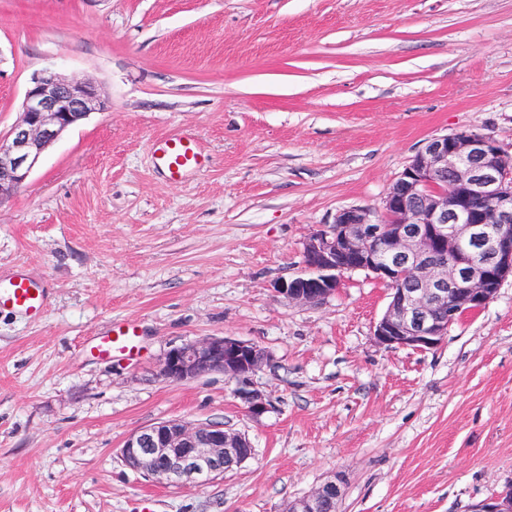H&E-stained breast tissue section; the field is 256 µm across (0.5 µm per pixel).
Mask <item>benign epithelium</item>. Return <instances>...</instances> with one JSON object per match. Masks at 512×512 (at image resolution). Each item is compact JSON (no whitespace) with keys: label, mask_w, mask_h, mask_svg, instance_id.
I'll return each mask as SVG.
<instances>
[{"label":"benign epithelium","mask_w":512,"mask_h":512,"mask_svg":"<svg viewBox=\"0 0 512 512\" xmlns=\"http://www.w3.org/2000/svg\"><path fill=\"white\" fill-rule=\"evenodd\" d=\"M106 102L90 81L52 70L34 75L19 120L0 136V198L18 190L46 148ZM366 271L390 286L376 341L391 348L432 349L463 315L481 309L512 277V157L489 135L460 132L426 142L389 187L379 217L339 210L303 246V270L275 291L291 303L321 305L345 272ZM267 361L259 345L209 336L170 349L163 377L191 381L222 372L235 381L247 413L268 409L252 377ZM254 456L249 437L216 423L169 420L130 435L125 464L145 477L180 486L214 479ZM343 481L333 476L289 503L287 512H336ZM470 512H512V490Z\"/></svg>","instance_id":"benign-epithelium-1"}]
</instances>
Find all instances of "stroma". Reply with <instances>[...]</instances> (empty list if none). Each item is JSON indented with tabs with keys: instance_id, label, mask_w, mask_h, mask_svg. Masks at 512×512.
<instances>
[{
	"instance_id": "obj_1",
	"label": "stroma",
	"mask_w": 512,
	"mask_h": 512,
	"mask_svg": "<svg viewBox=\"0 0 512 512\" xmlns=\"http://www.w3.org/2000/svg\"><path fill=\"white\" fill-rule=\"evenodd\" d=\"M51 69L107 107L0 199V277L46 290L0 313V512H286L341 476L339 512H469L512 485V278L435 348H389L387 286L348 272L326 303L276 284L337 211L379 212L430 138L512 155V0H0V134ZM210 157L179 184L153 141ZM135 326L137 359L92 354ZM207 336L265 349L248 415L223 373L159 374ZM246 433L251 460L173 487L123 463L161 421Z\"/></svg>"
}]
</instances>
